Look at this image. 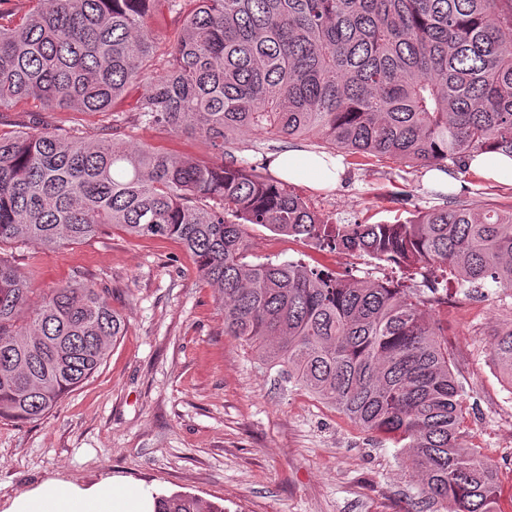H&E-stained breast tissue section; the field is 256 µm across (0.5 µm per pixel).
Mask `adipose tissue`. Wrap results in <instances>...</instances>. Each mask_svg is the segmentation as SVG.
<instances>
[{
    "label": "adipose tissue",
    "instance_id": "1",
    "mask_svg": "<svg viewBox=\"0 0 512 512\" xmlns=\"http://www.w3.org/2000/svg\"><path fill=\"white\" fill-rule=\"evenodd\" d=\"M279 179L336 186L343 166L338 159L290 148L272 162ZM155 495L143 485L106 476L89 485L50 480L18 493L6 512H155Z\"/></svg>",
    "mask_w": 512,
    "mask_h": 512
}]
</instances>
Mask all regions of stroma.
I'll use <instances>...</instances> for the list:
<instances>
[{
    "instance_id": "stroma-1",
    "label": "stroma",
    "mask_w": 512,
    "mask_h": 512,
    "mask_svg": "<svg viewBox=\"0 0 512 512\" xmlns=\"http://www.w3.org/2000/svg\"><path fill=\"white\" fill-rule=\"evenodd\" d=\"M130 147L148 144L199 157L250 164L282 141L242 136L224 154L187 135L128 130ZM336 188H295L312 209L341 224L390 222L453 201L479 209L512 207V185L456 166L457 189L426 179L403 161L346 158ZM250 264L299 261L357 279H398L386 262L326 253L252 225ZM18 273L48 292L75 277L99 288L125 320L98 372L42 419H0V512L47 480L89 485L119 475L156 494L190 495L224 512H417L419 481L396 448L363 431L263 365L224 333L213 289L177 241L108 229L96 238L45 250L13 247ZM448 348L466 389L463 445L494 465L498 512H512V386L489 356L492 330L512 324V296L495 285L465 294L449 286Z\"/></svg>"
}]
</instances>
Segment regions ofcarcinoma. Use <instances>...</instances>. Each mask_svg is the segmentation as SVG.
<instances>
[{"label": "carcinoma", "mask_w": 512, "mask_h": 512, "mask_svg": "<svg viewBox=\"0 0 512 512\" xmlns=\"http://www.w3.org/2000/svg\"><path fill=\"white\" fill-rule=\"evenodd\" d=\"M180 23L157 51L152 18ZM140 94L125 104L130 89ZM31 100L0 133V418L32 421L92 378L126 324L81 279L36 295L13 244L88 241L108 227L178 241L217 290L224 333L364 431L392 442L444 512H496L500 483L461 447L462 382L448 350V281L512 291V208L463 201L404 221L337 224L288 182L231 159L214 166L124 130L194 135L224 151L243 132L318 139L359 158L442 169L512 158V0H37L0 9V108ZM108 116L94 133L42 112ZM261 225L322 252L423 276L427 294L302 262L248 264ZM490 355L512 384V325ZM157 512H223L157 497Z\"/></svg>", "instance_id": "obj_1"}]
</instances>
